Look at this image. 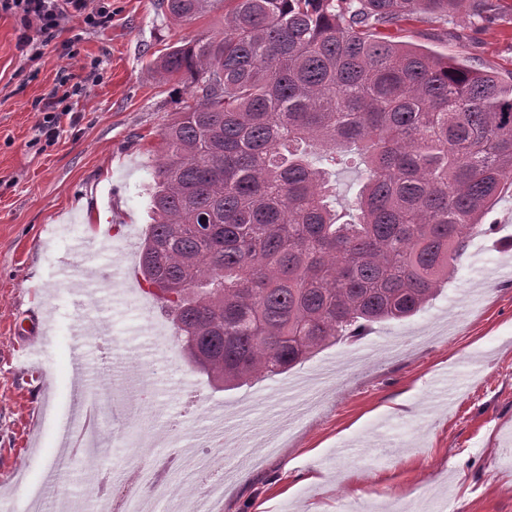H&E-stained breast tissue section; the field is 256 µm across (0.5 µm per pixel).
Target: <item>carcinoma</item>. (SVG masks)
Returning a JSON list of instances; mask_svg holds the SVG:
<instances>
[{"label": "carcinoma", "instance_id": "1", "mask_svg": "<svg viewBox=\"0 0 512 512\" xmlns=\"http://www.w3.org/2000/svg\"><path fill=\"white\" fill-rule=\"evenodd\" d=\"M224 3V32L151 61L193 104L161 132L147 293L217 391L283 373L430 305L512 186V77L385 31L425 15L512 25L505 0ZM321 152L323 166L311 160ZM364 165L345 216L335 168Z\"/></svg>", "mask_w": 512, "mask_h": 512}]
</instances>
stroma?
Masks as SVG:
<instances>
[{"mask_svg":"<svg viewBox=\"0 0 512 512\" xmlns=\"http://www.w3.org/2000/svg\"><path fill=\"white\" fill-rule=\"evenodd\" d=\"M223 29L220 7L184 23L161 0H112L111 22L88 28L68 19L59 40L34 58L17 47L20 19L0 14V484L17 468L36 475L65 458L66 471L45 489V512L71 500L94 512L103 481L126 475L133 461L151 465L189 451L187 435L220 417L222 441L198 444L224 467L217 512H413L427 489L441 512H512V278L481 276L512 260V188L484 218L496 233L471 238L425 310L234 390H213L169 336L153 340L149 324L173 329L159 302L128 301L121 280L103 276L127 231L140 235L150 224L160 133L193 101L190 88L159 81L149 63ZM389 34L512 75V25L480 28L458 17ZM71 38L74 58L60 47ZM60 100L72 115L49 144L43 116ZM104 229L113 237L95 260L69 256L71 237ZM65 259L85 270L83 307L57 276ZM48 312L44 359L58 380L46 411L40 379L11 354L16 326ZM78 318L125 345L123 379L106 376L90 341L86 379L70 388ZM327 362L333 368L320 376ZM294 377L306 382L299 411L276 394ZM106 386L114 401L98 418L100 448L60 447L75 402ZM134 442L142 448L136 460L126 451Z\"/></svg>","mask_w":512,"mask_h":512,"instance_id":"obj_1","label":"stroma"}]
</instances>
